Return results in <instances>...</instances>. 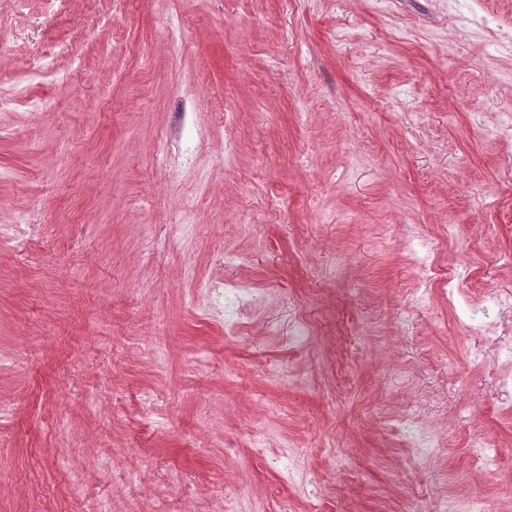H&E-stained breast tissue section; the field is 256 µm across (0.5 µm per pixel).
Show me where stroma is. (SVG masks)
Masks as SVG:
<instances>
[{"instance_id":"obj_1","label":"stroma","mask_w":512,"mask_h":512,"mask_svg":"<svg viewBox=\"0 0 512 512\" xmlns=\"http://www.w3.org/2000/svg\"><path fill=\"white\" fill-rule=\"evenodd\" d=\"M0 97V512H512V411L402 246L512 284V0H0ZM427 382L428 460L383 424ZM207 288H214L213 291L218 296L224 297V320L227 322L229 329L236 326L243 310L246 308L244 300V294L250 296V300L253 301L255 298V292L249 291V289L239 288L238 285L233 283L224 284V290H220L219 286H210ZM471 448H479L471 456L475 465L489 468L496 464L499 457V448L488 436L476 438L472 442ZM408 511L411 512H476L484 511V507L477 508V502L474 497L461 495L452 500H439L437 498L430 499L425 505L418 502H412Z\"/></svg>"}]
</instances>
